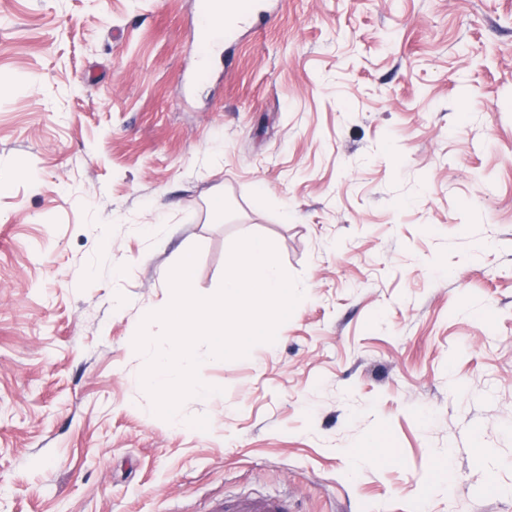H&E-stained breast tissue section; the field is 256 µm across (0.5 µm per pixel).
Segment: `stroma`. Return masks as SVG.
<instances>
[{"instance_id":"1","label":"stroma","mask_w":512,"mask_h":512,"mask_svg":"<svg viewBox=\"0 0 512 512\" xmlns=\"http://www.w3.org/2000/svg\"><path fill=\"white\" fill-rule=\"evenodd\" d=\"M197 4L0 0V512H512V0H280L193 82ZM252 235L302 297L174 427L142 315ZM225 512H288L287 501L280 497L260 496L246 497L232 505L224 504Z\"/></svg>"}]
</instances>
